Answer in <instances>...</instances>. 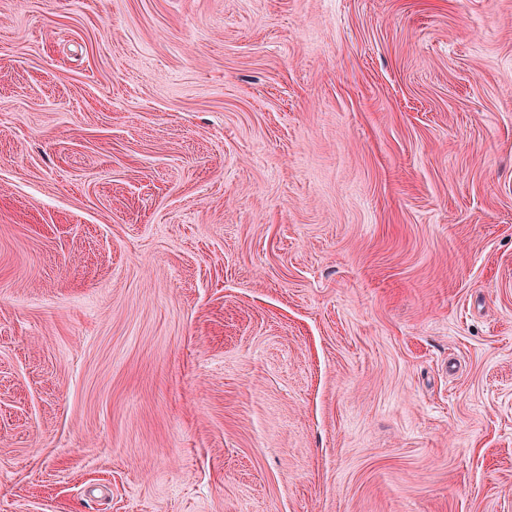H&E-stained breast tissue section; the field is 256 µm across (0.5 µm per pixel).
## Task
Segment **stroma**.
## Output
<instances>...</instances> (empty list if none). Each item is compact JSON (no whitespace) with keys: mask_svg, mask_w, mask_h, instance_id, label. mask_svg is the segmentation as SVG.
Returning a JSON list of instances; mask_svg holds the SVG:
<instances>
[{"mask_svg":"<svg viewBox=\"0 0 512 512\" xmlns=\"http://www.w3.org/2000/svg\"><path fill=\"white\" fill-rule=\"evenodd\" d=\"M0 512H512V0H0Z\"/></svg>","mask_w":512,"mask_h":512,"instance_id":"obj_1","label":"stroma"}]
</instances>
